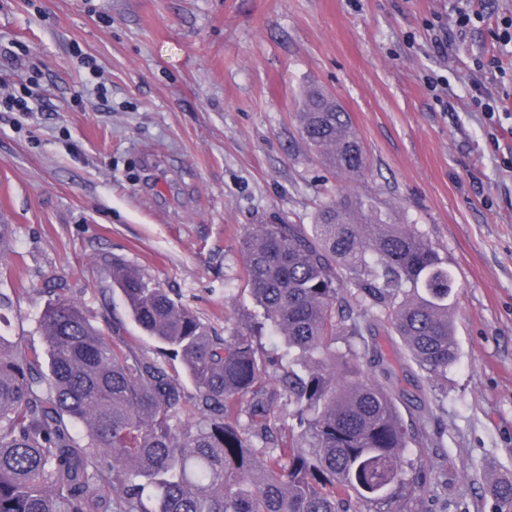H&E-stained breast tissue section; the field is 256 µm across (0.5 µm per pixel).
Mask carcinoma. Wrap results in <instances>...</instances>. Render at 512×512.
I'll use <instances>...</instances> for the list:
<instances>
[{
  "label": "carcinoma",
  "instance_id": "obj_1",
  "mask_svg": "<svg viewBox=\"0 0 512 512\" xmlns=\"http://www.w3.org/2000/svg\"><path fill=\"white\" fill-rule=\"evenodd\" d=\"M298 121L325 165L365 174L335 98L309 92ZM242 248L261 318L227 335L116 262L114 286L151 353L110 339L61 295L39 316L43 350L0 334V512H412L410 448L427 430L402 418L376 336H397L428 382L448 373L459 347L447 261L416 225L388 223L358 195L323 204L309 229L256 224ZM263 336L282 339L274 376ZM486 492L512 512V478Z\"/></svg>",
  "mask_w": 512,
  "mask_h": 512
}]
</instances>
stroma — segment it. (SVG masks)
<instances>
[{
    "mask_svg": "<svg viewBox=\"0 0 512 512\" xmlns=\"http://www.w3.org/2000/svg\"><path fill=\"white\" fill-rule=\"evenodd\" d=\"M474 13L456 26L458 9ZM512 0H0V332L43 349L51 279L97 325L153 344L112 292L140 267L218 330L253 313L242 236L311 224L344 193L414 224L458 285L459 360L423 379L398 337L405 423L433 410L412 512H494L512 476ZM448 28L437 47L436 25ZM312 86L369 158L348 181L302 140ZM490 102L494 115L482 112ZM486 492L494 501L498 512L512 511V478H498L488 483Z\"/></svg>",
    "mask_w": 512,
    "mask_h": 512,
    "instance_id": "obj_1",
    "label": "stroma"
}]
</instances>
